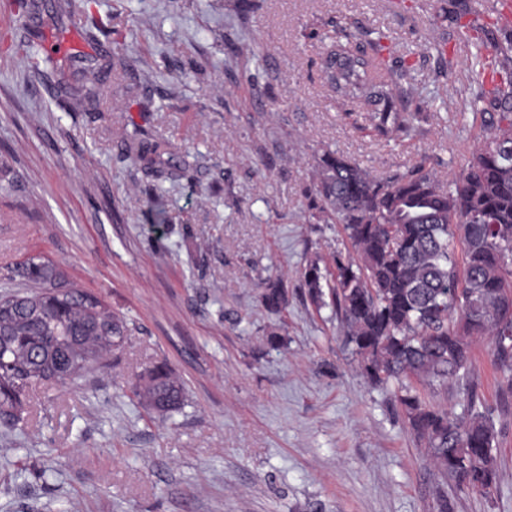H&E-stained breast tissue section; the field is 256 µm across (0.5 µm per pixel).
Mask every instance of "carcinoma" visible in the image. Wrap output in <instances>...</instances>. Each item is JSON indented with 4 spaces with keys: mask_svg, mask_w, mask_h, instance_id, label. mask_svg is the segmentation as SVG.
Returning a JSON list of instances; mask_svg holds the SVG:
<instances>
[{
    "mask_svg": "<svg viewBox=\"0 0 512 512\" xmlns=\"http://www.w3.org/2000/svg\"><path fill=\"white\" fill-rule=\"evenodd\" d=\"M380 39L347 27L335 30L323 57L326 82L344 102L363 106L362 119L378 137H409L420 113L413 103L412 66L383 58ZM20 60L52 66L55 52L43 41L28 45ZM489 86L469 101L474 112L493 109L474 136L467 169L448 185L419 163L404 173L378 177L333 151L315 161L319 224H340L354 253L321 258L302 269L311 301L329 291L336 317L361 373L374 385L394 387L393 399L417 443L441 477L488 497L497 487V431L469 381L472 347L492 337L494 364L512 397V78L487 75L481 53L471 62ZM156 179L171 176L166 143H125ZM462 262H457L454 244ZM25 291L0 297V407L13 408L18 393L47 379L58 365L79 375L119 348L125 326L96 294L70 286L48 259L36 254L9 270ZM454 282L458 292L448 291ZM266 309L288 308L281 278L259 283ZM455 381L463 413L431 404L421 390ZM133 394L146 408L170 413L186 401L184 386L164 365L146 373Z\"/></svg>",
    "mask_w": 512,
    "mask_h": 512,
    "instance_id": "carcinoma-1",
    "label": "carcinoma"
}]
</instances>
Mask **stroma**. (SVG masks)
<instances>
[{"label":"stroma","mask_w":512,"mask_h":512,"mask_svg":"<svg viewBox=\"0 0 512 512\" xmlns=\"http://www.w3.org/2000/svg\"><path fill=\"white\" fill-rule=\"evenodd\" d=\"M512 0H63L0 9L16 43L59 47L39 73L0 51V294L8 268L51 260L126 323L106 367L26 395L0 422V512H512V402L474 345L480 408L498 432L491 496L441 481L388 391L360 372L331 306L300 286L314 256L350 251L318 224L314 158L330 149L384 177L426 163L466 168L481 113L470 63L512 41ZM98 24L95 43L83 38ZM375 30L412 63L422 116L412 137L353 125L322 77L334 24ZM478 35L476 48L469 40ZM110 88L70 111L92 75ZM193 155L153 182L121 151L129 135ZM168 216L163 234L151 211ZM288 283L283 316L256 283ZM283 339L269 343L271 333ZM166 365L187 389L161 417L130 389Z\"/></svg>","instance_id":"1"}]
</instances>
